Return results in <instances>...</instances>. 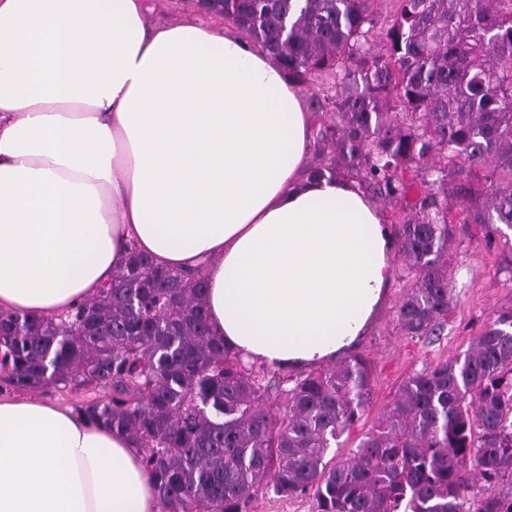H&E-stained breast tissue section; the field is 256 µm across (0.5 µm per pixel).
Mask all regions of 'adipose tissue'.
<instances>
[{
	"instance_id": "obj_1",
	"label": "adipose tissue",
	"mask_w": 512,
	"mask_h": 512,
	"mask_svg": "<svg viewBox=\"0 0 512 512\" xmlns=\"http://www.w3.org/2000/svg\"><path fill=\"white\" fill-rule=\"evenodd\" d=\"M146 0H0V311L91 299L130 247L200 269L214 336L296 370L368 328L394 238L355 183L307 179L315 116L272 54ZM0 512H158L125 434L0 392Z\"/></svg>"
}]
</instances>
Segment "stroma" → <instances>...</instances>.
Here are the masks:
<instances>
[{
	"label": "stroma",
	"instance_id": "obj_1",
	"mask_svg": "<svg viewBox=\"0 0 512 512\" xmlns=\"http://www.w3.org/2000/svg\"><path fill=\"white\" fill-rule=\"evenodd\" d=\"M193 0H149L147 21L153 26L207 21ZM453 303L441 335L427 339L402 335L395 311L412 281L401 267L393 269L388 298L357 350L372 368L368 413L340 439L337 458L355 449L362 434L377 424L404 382L414 372L464 353L475 336L489 326L502 309L512 307V230L483 238L478 225L462 224L448 259Z\"/></svg>",
	"mask_w": 512,
	"mask_h": 512
}]
</instances>
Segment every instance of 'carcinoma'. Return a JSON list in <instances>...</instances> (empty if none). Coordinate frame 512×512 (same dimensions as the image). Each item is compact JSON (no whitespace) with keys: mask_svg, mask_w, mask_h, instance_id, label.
Segmentation results:
<instances>
[{"mask_svg":"<svg viewBox=\"0 0 512 512\" xmlns=\"http://www.w3.org/2000/svg\"><path fill=\"white\" fill-rule=\"evenodd\" d=\"M199 2L323 114L309 175L352 180L377 203L413 281L397 326L441 334L455 225L512 229V0ZM206 288L133 249L73 312H0V385L84 394L78 412L137 442L162 512H251L270 490L309 494L314 512H512V308L409 376L332 464L331 444L369 411L368 360L289 379L275 407L280 380L211 334Z\"/></svg>","mask_w":512,"mask_h":512,"instance_id":"1","label":"carcinoma"}]
</instances>
